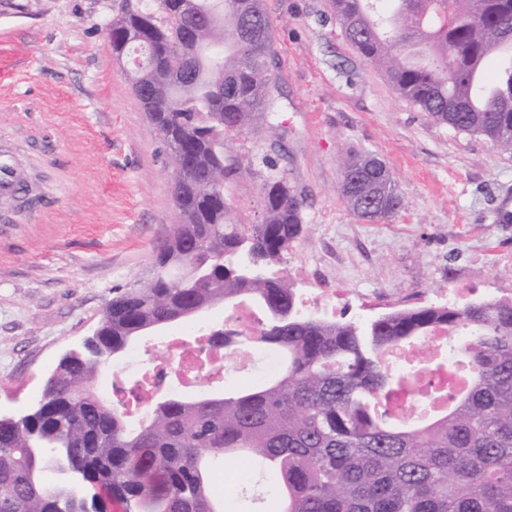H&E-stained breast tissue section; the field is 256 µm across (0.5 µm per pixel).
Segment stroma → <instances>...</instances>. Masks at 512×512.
Listing matches in <instances>:
<instances>
[{"label": "stroma", "instance_id": "stroma-1", "mask_svg": "<svg viewBox=\"0 0 512 512\" xmlns=\"http://www.w3.org/2000/svg\"><path fill=\"white\" fill-rule=\"evenodd\" d=\"M158 0H0V147L33 174L44 223L0 228V415L39 402L60 358L96 329L113 289L146 281L178 213L165 146L133 94L106 26ZM273 30L274 124L228 144L224 192L237 224L262 220L269 176L304 198L305 232L271 274L327 319L447 303L512 301V155L434 121L344 37L328 0H263ZM384 160L405 198L388 223L359 220L337 193L342 160ZM260 466L228 486L234 512H275Z\"/></svg>", "mask_w": 512, "mask_h": 512}]
</instances>
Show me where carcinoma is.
<instances>
[{"label":"carcinoma","mask_w":512,"mask_h":512,"mask_svg":"<svg viewBox=\"0 0 512 512\" xmlns=\"http://www.w3.org/2000/svg\"><path fill=\"white\" fill-rule=\"evenodd\" d=\"M160 0L165 22L126 8L112 21L143 34L132 89L166 147L179 223L154 248L153 276L114 290L80 353L47 378L38 407L0 417V512H226L212 460L247 457L279 476L280 512H512V302L391 311L369 323L305 314L288 278L246 275L283 260L303 232L304 199L263 185L259 224H232L224 145L279 112L268 68L272 26L261 0ZM344 36L402 98L435 121L512 153V0H330ZM504 64L492 80L481 61ZM386 164L349 154L338 193L358 218L389 222L405 205ZM267 311L261 345L280 373L222 398L147 396L132 427L97 390L134 339L240 297ZM468 333V392L417 393L406 417L385 400L434 363L432 332ZM414 346L417 362L389 353ZM63 476L44 479L47 469Z\"/></svg>","instance_id":"cac0c4a2"}]
</instances>
